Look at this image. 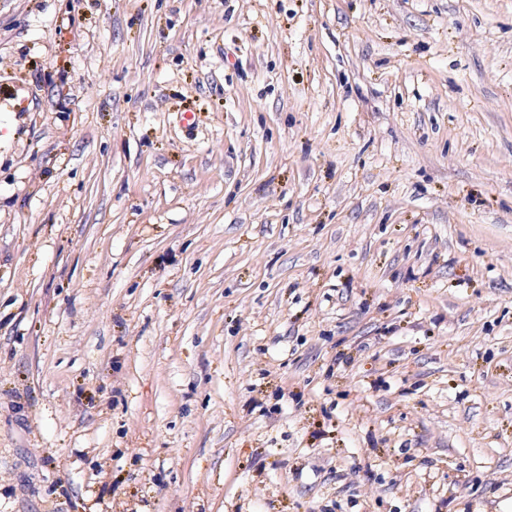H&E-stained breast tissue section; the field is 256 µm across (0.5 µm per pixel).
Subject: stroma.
Instances as JSON below:
<instances>
[{
  "instance_id": "1",
  "label": "stroma",
  "mask_w": 512,
  "mask_h": 512,
  "mask_svg": "<svg viewBox=\"0 0 512 512\" xmlns=\"http://www.w3.org/2000/svg\"><path fill=\"white\" fill-rule=\"evenodd\" d=\"M0 512H512V0H0Z\"/></svg>"
}]
</instances>
